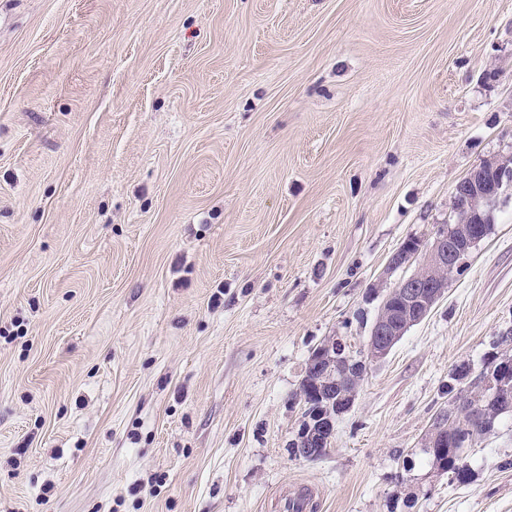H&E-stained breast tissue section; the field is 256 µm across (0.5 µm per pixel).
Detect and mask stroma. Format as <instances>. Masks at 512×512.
Segmentation results:
<instances>
[{"instance_id": "1", "label": "stroma", "mask_w": 512, "mask_h": 512, "mask_svg": "<svg viewBox=\"0 0 512 512\" xmlns=\"http://www.w3.org/2000/svg\"><path fill=\"white\" fill-rule=\"evenodd\" d=\"M494 156L512 0H0V512H512L511 415L468 484L426 448L512 329V190L369 357L391 255ZM333 337L367 369L306 461ZM323 344V343H322ZM321 344V345H322ZM320 346H318L315 350H319ZM340 357L336 355V339L328 340L327 343L319 350L313 351L312 355L309 358V367L315 375V382L321 392L322 397H326L328 414L326 419L329 422L331 434H334L335 429L334 423L332 421L331 413H332V398L330 395H333V390H336V386L342 388L340 382L337 379L341 380V383L344 386V390H348L352 388L353 381L355 378L361 377V370L363 366L359 367L357 370H345L341 367ZM340 366L341 368L337 367ZM360 370V371H359ZM311 381V377L306 374L304 379L300 384V401H303L304 405V421L302 422L300 429L297 433L295 439H293L289 443V448H293L294 455L300 459H309L314 456L315 448L310 447V444L306 443L305 446L296 448L297 441L304 437L309 430L308 422H307V414L310 412H314L316 409L320 408V406H325L326 401L321 399L317 392L318 388Z\"/></svg>"}]
</instances>
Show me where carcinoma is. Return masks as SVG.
I'll return each mask as SVG.
<instances>
[{
  "mask_svg": "<svg viewBox=\"0 0 512 512\" xmlns=\"http://www.w3.org/2000/svg\"><path fill=\"white\" fill-rule=\"evenodd\" d=\"M459 373L460 368H455L448 380L454 407L440 416L447 431L438 439L428 434L427 448L451 481L465 484L471 480L465 449L490 433L500 415L512 413V356L492 354L486 368L463 386ZM299 396L306 414L326 405L308 375L300 384Z\"/></svg>",
  "mask_w": 512,
  "mask_h": 512,
  "instance_id": "carcinoma-1",
  "label": "carcinoma"
}]
</instances>
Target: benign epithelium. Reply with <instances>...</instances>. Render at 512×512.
Listing matches in <instances>:
<instances>
[{
    "label": "benign epithelium",
    "instance_id": "1",
    "mask_svg": "<svg viewBox=\"0 0 512 512\" xmlns=\"http://www.w3.org/2000/svg\"><path fill=\"white\" fill-rule=\"evenodd\" d=\"M496 173L495 189L490 190L486 181L478 176L479 170H471L454 188V199L460 201L459 217L453 227L439 229L425 254L417 272L400 280L391 293L400 298L399 310L384 309L373 324L369 338V352L373 359L385 357L393 345L413 325L424 319L448 287V278L460 267V258L468 253L479 238L471 227L474 216L490 214L487 204L500 199L504 191L512 186V168L498 160L489 161ZM420 250V244L410 239L404 242L391 256L389 267L399 268L408 264ZM341 365L336 355V340L332 339L309 358V367L321 395L327 398V408H332L333 390L340 382L336 380V367Z\"/></svg>",
    "mask_w": 512,
    "mask_h": 512
}]
</instances>
